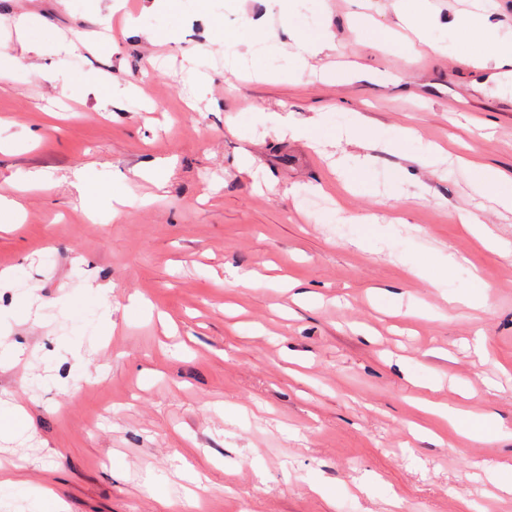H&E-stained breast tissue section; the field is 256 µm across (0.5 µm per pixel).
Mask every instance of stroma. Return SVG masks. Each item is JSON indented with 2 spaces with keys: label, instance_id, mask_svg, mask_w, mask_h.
Returning <instances> with one entry per match:
<instances>
[{
  "label": "stroma",
  "instance_id": "35a3bbf8",
  "mask_svg": "<svg viewBox=\"0 0 512 512\" xmlns=\"http://www.w3.org/2000/svg\"><path fill=\"white\" fill-rule=\"evenodd\" d=\"M491 1L510 43L503 0H429L442 19ZM111 2L0 0V52L29 16L41 64L72 92L50 119L56 88L0 71V194L24 206L0 230V270L14 273L0 337L24 350L0 361V398L22 406L25 429L0 435V466L26 481L10 512H512L498 488L512 484V210L473 182L480 165L512 177V74L458 68L478 46L455 30L432 31L445 51L415 66L393 0H170L136 32ZM354 8L370 18L357 31ZM249 18L263 40L227 66L217 42ZM326 23L336 48L317 66L351 58L358 78H293L287 28L311 38ZM64 38L78 51L57 52ZM194 70L214 78L199 97ZM116 81L135 95L113 103ZM264 109L309 136L280 134ZM360 120L419 139H337ZM420 142L460 165L422 166ZM365 153L345 190L329 156ZM164 159L168 181L143 204L153 190L138 174ZM80 168L127 194L119 218L87 217ZM32 172L55 189L15 192ZM470 214L496 243L463 224ZM443 262L453 276L431 287ZM248 271L260 287L238 283ZM484 294L487 305L448 306ZM431 401L496 430L458 434ZM44 487L55 501L35 500Z\"/></svg>",
  "mask_w": 512,
  "mask_h": 512
}]
</instances>
